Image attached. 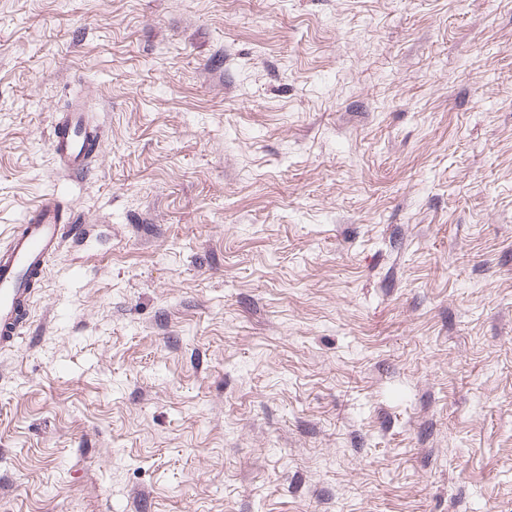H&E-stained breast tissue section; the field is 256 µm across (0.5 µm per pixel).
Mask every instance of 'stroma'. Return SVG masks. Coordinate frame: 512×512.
Wrapping results in <instances>:
<instances>
[{
	"mask_svg": "<svg viewBox=\"0 0 512 512\" xmlns=\"http://www.w3.org/2000/svg\"><path fill=\"white\" fill-rule=\"evenodd\" d=\"M48 193L0 512H512V0H0V238ZM102 146V128L85 112L81 100L71 99L54 121L49 144L57 171L67 177L85 174Z\"/></svg>",
	"mask_w": 512,
	"mask_h": 512,
	"instance_id": "stroma-1",
	"label": "stroma"
}]
</instances>
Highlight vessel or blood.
Here are the masks:
<instances>
[{"label":"vessel or blood","instance_id":"b4317fda","mask_svg":"<svg viewBox=\"0 0 512 512\" xmlns=\"http://www.w3.org/2000/svg\"><path fill=\"white\" fill-rule=\"evenodd\" d=\"M103 146V130L73 99L58 113L49 148L58 172H88ZM75 219L56 196L42 197L0 242V348L15 347L29 320L32 287L44 276L66 236L77 234Z\"/></svg>","mask_w":512,"mask_h":512}]
</instances>
